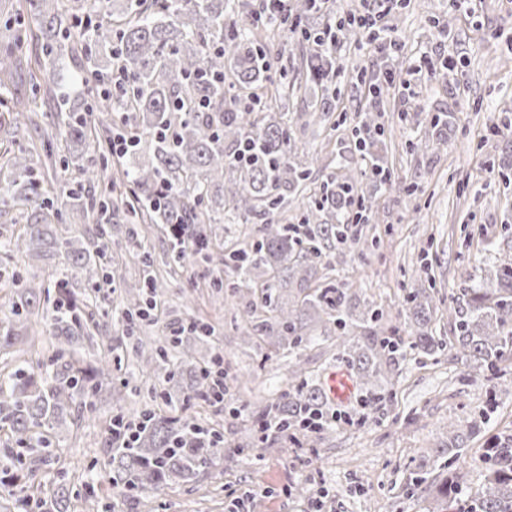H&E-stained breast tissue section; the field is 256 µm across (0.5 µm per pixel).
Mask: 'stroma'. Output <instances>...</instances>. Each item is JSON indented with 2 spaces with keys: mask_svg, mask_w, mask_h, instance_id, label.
Instances as JSON below:
<instances>
[{
  "mask_svg": "<svg viewBox=\"0 0 512 512\" xmlns=\"http://www.w3.org/2000/svg\"><path fill=\"white\" fill-rule=\"evenodd\" d=\"M390 25L399 38L392 55L395 80L383 88L380 128L371 138L383 144L377 157L390 181L402 182L403 191L373 176L369 158L356 148V131L372 95L363 81L370 65L364 35L351 27L337 51L342 70L332 81L341 91L337 112L296 134L299 149L318 151L333 140L345 152L314 167L291 209L274 218L298 223L332 175L352 172L378 209L374 221L357 230L377 245L365 254L354 244L341 245L330 279L338 286L355 283L360 304L381 306L384 329L406 338L413 328L403 299L416 283L405 269H420L440 294H456L477 285L498 254L512 246V172L503 171L512 149L490 133L495 125L512 128V7L506 0H480L476 13L465 17L448 0H399ZM304 48L301 35L289 36L285 65L295 90L283 109L291 113L310 107L322 94L303 76ZM423 51L435 60H450L451 70L411 78L409 61ZM438 112L448 115L447 134L428 153L411 151L420 118ZM133 231L150 249L151 269H144L129 245ZM110 232L117 281L133 284L149 272L167 285L157 318L119 333L122 354L133 357L146 337L168 338L187 321L208 324L210 336L189 338L190 350L198 360L223 353L231 400L242 408L233 417L197 402L191 413L198 423L224 429L223 457L196 482L167 489L147 506H125L124 512H427V495L409 499L404 491L419 467H433L431 449L447 447L448 420L483 418L482 432L468 441L472 458L481 455L490 437L512 429V368L502 380L489 374L468 378L463 362L447 351L427 362L406 355L395 370L379 376L387 396L372 406H363L359 390L345 401L324 398V408L341 418L325 440L307 437L298 448L271 438L239 450L242 427L254 421L253 400L272 399L285 390L290 354L244 336L233 311L244 307L249 295L209 286L210 280L224 278L222 267L200 260L170 271L165 264L169 241L155 224H115ZM301 359L318 389L330 371L344 368L333 323L318 328ZM115 413L111 399L101 398L94 418L75 427L73 439L58 450V463L41 472L42 482H53L61 470L103 463L106 428ZM296 484L321 497V507L288 496V487ZM249 494L257 508L244 505Z\"/></svg>",
  "mask_w": 512,
  "mask_h": 512,
  "instance_id": "stroma-1",
  "label": "stroma"
}]
</instances>
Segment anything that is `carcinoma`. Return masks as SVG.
Here are the masks:
<instances>
[{
    "instance_id": "obj_1",
    "label": "carcinoma",
    "mask_w": 512,
    "mask_h": 512,
    "mask_svg": "<svg viewBox=\"0 0 512 512\" xmlns=\"http://www.w3.org/2000/svg\"><path fill=\"white\" fill-rule=\"evenodd\" d=\"M23 7L44 55L28 69L31 97L53 103L67 155L56 160L48 136L35 154L28 147L0 154V206H22L25 219L20 230L0 232V251L9 260L59 256L66 269L52 298L44 282L18 280L0 268V288L12 292V316L0 322V356H17L32 319L40 318L50 327L54 359L51 369L23 360L0 373V431L7 430V440L31 454L26 467L16 465L10 454L0 461V472L25 491L22 498L13 496L14 512H71V499L83 494L103 501V512L116 507L112 497L98 493L99 481L89 470L75 489L64 483V471L47 493L35 483L37 472L54 458L49 448L61 447L72 426L96 412L103 393H110L117 414H123L126 393L112 388V366L122 361L114 354L112 324L133 327L147 311L144 289L164 292V283L149 274L142 283L124 286L110 310L99 311L88 297L76 299L72 281L80 276L96 293L112 287V224H164L170 227L173 265L183 268L200 255L236 273L233 290L249 288L256 302L238 311L249 335L271 334L275 345L295 353L288 389L271 405L258 407L257 417L270 411L294 432L323 411L298 351L326 321L336 323V350L357 369L368 402L380 400L377 377L392 371L404 355V341L383 334L381 309L358 310L353 288L318 277V266L347 240L357 179L326 183L298 228L270 218L291 204L319 161L315 153L298 152L292 136V127L309 120L279 109L286 83L265 77L287 45L273 49L253 37L247 4L239 11L241 25L224 29V12L234 9L233 0H24ZM309 13V0H294L268 27L281 33L297 25L309 42ZM302 64L310 80H321L317 48L302 54ZM23 65L8 49L0 57V107L10 121L0 126V138L12 142L38 127V108L15 93ZM226 85L246 90L245 96L225 97ZM91 89L118 114L120 135L132 144L130 154L145 153L148 162L112 166L106 146L113 120L88 117L94 112L86 98ZM446 125L444 113L434 114L412 150L429 148ZM246 140L273 165L236 161ZM58 162L63 171L77 174L76 186L45 177ZM121 183L130 186V194L117 191ZM88 219L95 228L79 235L60 229ZM224 222L257 224L259 230L241 248L213 252L211 225ZM404 304L414 327L409 347L417 355L455 350L474 375H496L500 364L512 361V252L497 258L480 286L448 297L454 331L446 339L435 337L431 328L443 304L434 286L412 289ZM84 340L96 342L104 353L94 364L78 348ZM191 357L181 340L172 339L141 344L128 364L145 381L172 384L165 392L166 410L140 413L143 424L129 447L112 446L110 437L105 442L104 482L137 504L196 481L224 455V432L203 430L189 413L191 401L203 399L201 368L183 370ZM478 431L475 419L448 423V450L436 451L438 457L448 454V463L432 478H415L406 495L414 496L416 487L432 491L438 501L433 512H512V431L495 435L481 459L480 491L474 497L465 493L466 442Z\"/></svg>"
}]
</instances>
